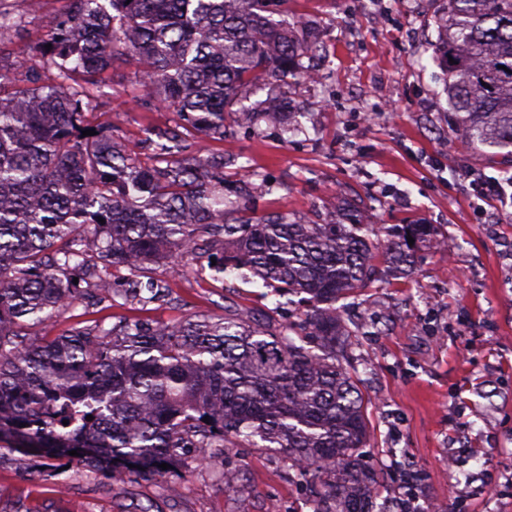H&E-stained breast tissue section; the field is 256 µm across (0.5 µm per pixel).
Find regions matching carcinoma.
<instances>
[{
    "instance_id": "1",
    "label": "carcinoma",
    "mask_w": 512,
    "mask_h": 512,
    "mask_svg": "<svg viewBox=\"0 0 512 512\" xmlns=\"http://www.w3.org/2000/svg\"><path fill=\"white\" fill-rule=\"evenodd\" d=\"M64 2L23 55L0 42V458L172 478L187 454L262 448L310 489L312 512H388L364 463L366 410L348 367L357 330L336 301L379 281L380 257L410 271L407 236L430 241L433 225L395 224L374 240L348 202L231 222L240 208L224 165L235 161L203 145L182 156L188 134L298 130L287 87L315 81L304 59L318 41L288 0ZM434 25L455 137L511 158L512 0H448ZM21 27L0 0V36ZM131 61L177 117L144 159L106 130L82 136L102 75ZM256 85L264 98L253 102ZM165 263L258 279L276 306L29 336L82 299V282L148 310L169 295L152 276ZM243 475L224 459V485Z\"/></svg>"
}]
</instances>
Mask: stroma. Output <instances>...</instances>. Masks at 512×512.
<instances>
[{"label": "stroma", "instance_id": "1", "mask_svg": "<svg viewBox=\"0 0 512 512\" xmlns=\"http://www.w3.org/2000/svg\"><path fill=\"white\" fill-rule=\"evenodd\" d=\"M22 35L15 53L42 36V16L60 0H11ZM446 0H292L322 41L320 82L291 84V108L305 131L230 128L210 141L225 157L250 164L272 189L253 185L245 202L256 214L309 211L348 200L374 228L430 224L448 251L413 245L415 265L366 288L348 315L363 328L351 347L369 401L365 462L381 476L378 502L398 512L403 472L418 475L419 506L447 512H512V207L481 197L473 181L512 176V160L460 147L448 126V96L432 59L435 15ZM135 64L103 76L106 94L91 126L136 145L144 129L163 130L172 115L127 107L145 90ZM171 299L153 319L176 323L199 314L269 307L260 283L181 266L158 267ZM104 291L56 313L38 328L53 337L75 325H111L134 317ZM244 466L227 490L220 460L183 459L177 487L136 476L116 481L72 465L46 474L38 465L0 460V512H311L308 490L260 448H233Z\"/></svg>", "mask_w": 512, "mask_h": 512}]
</instances>
